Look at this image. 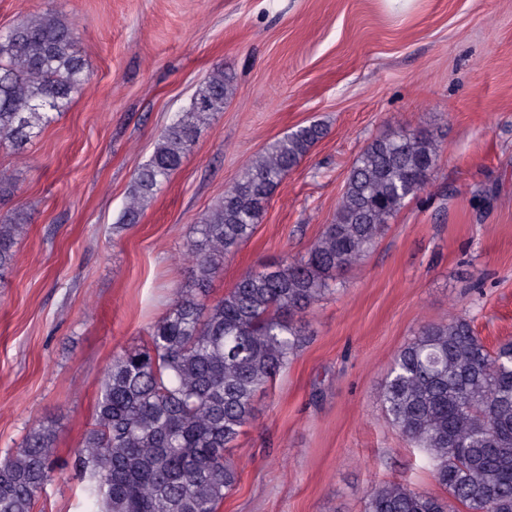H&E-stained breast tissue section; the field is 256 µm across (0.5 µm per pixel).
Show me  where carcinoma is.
<instances>
[{
  "mask_svg": "<svg viewBox=\"0 0 512 512\" xmlns=\"http://www.w3.org/2000/svg\"><path fill=\"white\" fill-rule=\"evenodd\" d=\"M74 44V28L53 11L0 35L1 149L24 148L82 90L88 74ZM234 90L231 72L210 71L134 173L120 224L138 223ZM326 133L319 122L296 126L224 189L183 253L194 287L177 292L140 347L112 356L74 453L86 512H219L238 484L225 449L254 418L256 394L302 347L294 316L319 301L334 273L362 262L406 201L426 189L438 160L439 145L423 132L373 140L306 257L247 273L211 298L224 256L252 237L283 178ZM24 228L20 214H0V271L11 266ZM378 400L447 496L387 483L370 491L365 512H512V341L491 351L470 320L450 312L398 351ZM54 440L53 427L38 423L0 459V512H34L54 472Z\"/></svg>",
  "mask_w": 512,
  "mask_h": 512,
  "instance_id": "cac0c4a2",
  "label": "carcinoma"
}]
</instances>
